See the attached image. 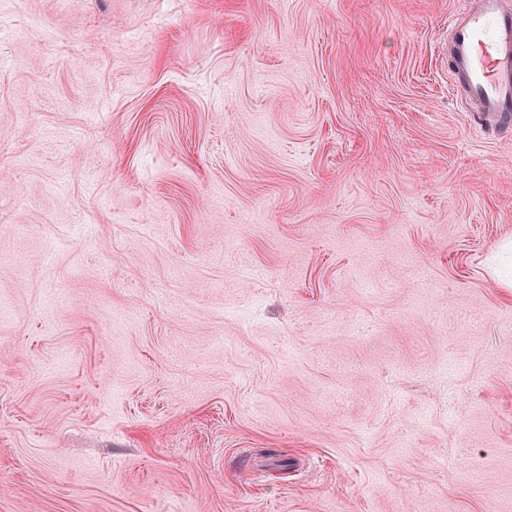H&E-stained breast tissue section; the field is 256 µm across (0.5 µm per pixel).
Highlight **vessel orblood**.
<instances>
[{
  "label": "vessel or blood",
  "instance_id": "obj_1",
  "mask_svg": "<svg viewBox=\"0 0 512 512\" xmlns=\"http://www.w3.org/2000/svg\"><path fill=\"white\" fill-rule=\"evenodd\" d=\"M452 79L476 105L479 120L512 122V8L505 0H462L448 25Z\"/></svg>",
  "mask_w": 512,
  "mask_h": 512
}]
</instances>
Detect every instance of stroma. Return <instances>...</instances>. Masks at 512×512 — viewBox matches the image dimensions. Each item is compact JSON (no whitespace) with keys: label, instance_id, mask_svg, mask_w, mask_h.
Returning a JSON list of instances; mask_svg holds the SVG:
<instances>
[{"label":"stroma","instance_id":"stroma-1","mask_svg":"<svg viewBox=\"0 0 512 512\" xmlns=\"http://www.w3.org/2000/svg\"><path fill=\"white\" fill-rule=\"evenodd\" d=\"M458 7L0 0V512H512Z\"/></svg>","mask_w":512,"mask_h":512}]
</instances>
